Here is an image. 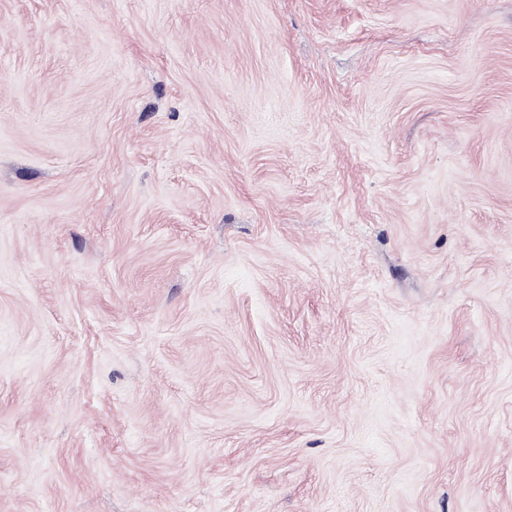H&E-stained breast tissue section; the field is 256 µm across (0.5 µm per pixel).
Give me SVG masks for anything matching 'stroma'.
I'll use <instances>...</instances> for the list:
<instances>
[{"mask_svg":"<svg viewBox=\"0 0 512 512\" xmlns=\"http://www.w3.org/2000/svg\"><path fill=\"white\" fill-rule=\"evenodd\" d=\"M0 512H512V0H0Z\"/></svg>","mask_w":512,"mask_h":512,"instance_id":"stroma-1","label":"stroma"}]
</instances>
